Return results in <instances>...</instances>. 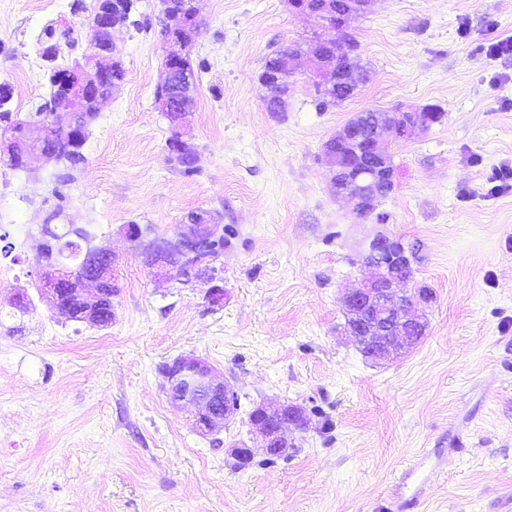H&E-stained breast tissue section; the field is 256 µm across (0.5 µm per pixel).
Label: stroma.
Returning <instances> with one entry per match:
<instances>
[{
    "instance_id": "stroma-1",
    "label": "stroma",
    "mask_w": 512,
    "mask_h": 512,
    "mask_svg": "<svg viewBox=\"0 0 512 512\" xmlns=\"http://www.w3.org/2000/svg\"><path fill=\"white\" fill-rule=\"evenodd\" d=\"M94 0L57 20L58 63L88 51ZM189 49L202 69L183 127L197 151L185 176L166 141L174 128L154 91L164 73L160 0H137L147 27L115 35L126 77L89 126L83 163L8 165L0 143V208L39 210L27 244L0 225V512H391L395 475L416 454L440 464L411 512H512V0H377L356 19L369 72L352 97L318 109L297 74L286 112H267V56L309 33L286 0H199ZM0 0V82L36 56L37 28ZM428 104L444 117L392 147L395 190L360 219L333 195L324 143L354 113ZM232 228L209 285L159 284L129 224L171 237L192 212ZM83 228L112 250L111 325L66 318L39 293L43 224ZM379 235L412 257V287L431 288L421 342L376 366L344 331L343 294L363 276ZM30 303L18 309L17 292ZM195 355L232 377L241 400L203 435L172 404L162 365ZM263 402L302 406L308 429L286 456L250 433ZM252 448L240 464L233 451Z\"/></svg>"
}]
</instances>
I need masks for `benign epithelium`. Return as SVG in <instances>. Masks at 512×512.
Segmentation results:
<instances>
[{"label": "benign epithelium", "mask_w": 512, "mask_h": 512, "mask_svg": "<svg viewBox=\"0 0 512 512\" xmlns=\"http://www.w3.org/2000/svg\"><path fill=\"white\" fill-rule=\"evenodd\" d=\"M375 0H347L336 6L333 20L323 21V45H339L349 34V24L354 18L368 12ZM164 27L171 31H190L198 35L201 29L199 11L194 0L183 6L180 0H167ZM93 31L107 32L105 45L95 38L90 40L89 54L78 64L75 72L65 79L64 90L47 109L48 119L24 125L22 130L7 137L9 159L22 168L30 169L37 163H48L59 158L63 151L73 148L88 134L84 106L92 102L101 109L112 96L120 81L106 78L113 66L121 64V54L114 42V33L124 27L119 0H95ZM187 43L180 39L165 42V78L160 85L156 106L174 127L179 128L193 107L190 77L183 66ZM306 56L312 83L318 95L331 104L343 95L351 94L363 76L362 70L340 59L339 52H328L316 47L312 52L291 51L286 56L284 71L275 83H262L267 97L276 98L279 108H286V96L280 88L295 74V61ZM434 122L430 112L411 110L388 112L377 116L370 135L351 122L345 123L332 136L336 148L351 149L357 156L355 164H339L327 152L326 164L332 179L357 182L347 186L339 196L353 204L361 218L372 216L377 210L386 186L394 184V169L387 167L390 141L403 140L418 129H427ZM173 157L182 156L190 165L197 162L194 148L182 134L169 148ZM218 225L210 223L209 215L201 213L187 218L171 247L188 250L201 247L216 235ZM112 253L101 248L85 263L86 272L77 277L69 270L58 268L41 275L40 295L55 310L74 319L81 315L84 321L98 325L103 317L112 313L110 271ZM158 281L168 283L173 279V269L166 255L158 252L148 261ZM366 267L362 287L346 293L341 299L346 311L345 329L363 356L374 364L391 361L412 346L415 335L428 328L427 319L421 314L427 297L405 288L413 279V267L403 246L386 237L375 238L364 258ZM197 277L211 283L207 298L213 304L224 299V289L218 285L214 269H201ZM167 379V396L176 405L193 409V421L201 433H213L224 428L227 420L237 410L238 392L235 384L208 361L195 356L175 359L163 368ZM306 411L288 403H263L256 407L250 418L252 432L260 447L268 455H276L288 446V430L302 429L308 425Z\"/></svg>", "instance_id": "1"}]
</instances>
